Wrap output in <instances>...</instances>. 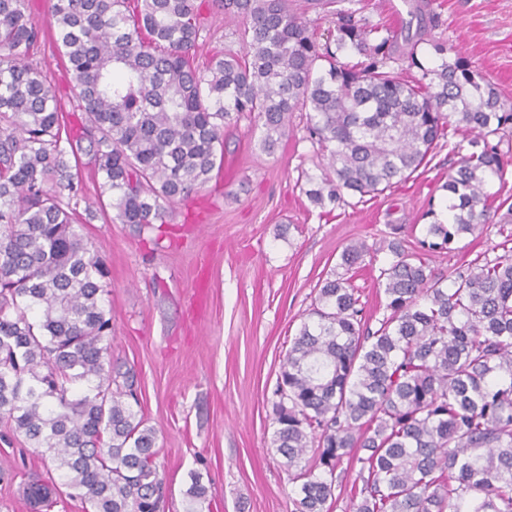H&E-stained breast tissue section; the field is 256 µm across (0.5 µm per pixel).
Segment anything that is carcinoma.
Masks as SVG:
<instances>
[{
	"label": "carcinoma",
	"instance_id": "1",
	"mask_svg": "<svg viewBox=\"0 0 512 512\" xmlns=\"http://www.w3.org/2000/svg\"><path fill=\"white\" fill-rule=\"evenodd\" d=\"M338 5L320 43L288 0H212L245 44L199 66L197 0H0V421L41 451L39 504L57 488L86 512H160L164 483L132 385L117 384L105 272L85 243L76 156L62 97L33 62L54 44L82 112L87 154L113 219L142 230L201 192L224 168V126L248 120L274 152L293 113L320 175L301 171L311 205L376 197L407 181L450 132L472 136L442 185L448 221L412 248L391 243L379 270L386 303L371 327L347 275L318 289L285 354L272 445L299 484L291 512H330L356 470L354 512H512V247L476 258L443 285L424 260L492 222L487 186L512 165L489 137L512 133V106L443 39L395 50L394 32ZM348 53L351 64L340 60ZM421 71L402 77L400 65ZM185 512H210L192 481Z\"/></svg>",
	"mask_w": 512,
	"mask_h": 512
}]
</instances>
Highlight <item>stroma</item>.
<instances>
[{"mask_svg":"<svg viewBox=\"0 0 512 512\" xmlns=\"http://www.w3.org/2000/svg\"><path fill=\"white\" fill-rule=\"evenodd\" d=\"M429 15L414 18L420 5ZM372 23L409 25L415 38L441 36L456 47L505 103L512 104V0H361ZM304 113L275 153L260 129L226 131L224 173L167 218L175 238L95 218L83 227L104 265V301L112 316V358L132 367L142 410L157 430V464L166 485L163 512H184V492L199 476L212 512H290L296 486L270 441L280 364L322 282L345 246L365 243L373 265L353 270L367 313H382L377 285L393 237L410 239L429 199H441L447 147L394 188L392 197L354 206L310 205L300 178L311 153ZM501 203L492 224L461 238L429 265L450 276L479 256L501 255L512 231V167L492 184ZM24 439H0V512H83L66 497L34 510L26 486L43 473Z\"/></svg>","mask_w":512,"mask_h":512,"instance_id":"obj_1","label":"stroma"}]
</instances>
